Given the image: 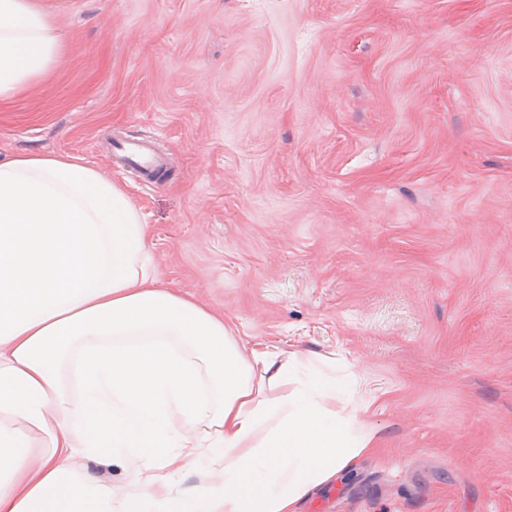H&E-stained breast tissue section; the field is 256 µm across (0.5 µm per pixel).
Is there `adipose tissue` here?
<instances>
[{
  "label": "adipose tissue",
  "mask_w": 512,
  "mask_h": 512,
  "mask_svg": "<svg viewBox=\"0 0 512 512\" xmlns=\"http://www.w3.org/2000/svg\"><path fill=\"white\" fill-rule=\"evenodd\" d=\"M61 45L39 0H0V98ZM147 237L83 161L0 157V512H299L373 448L363 407L337 406L335 357L243 355L223 316L157 283ZM201 455L211 473L179 486ZM78 465L91 478L117 485L124 481L125 474L121 467L106 465L98 459H84Z\"/></svg>",
  "instance_id": "obj_1"
}]
</instances>
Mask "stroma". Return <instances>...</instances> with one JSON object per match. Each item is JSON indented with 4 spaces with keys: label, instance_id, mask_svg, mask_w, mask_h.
I'll return each mask as SVG.
<instances>
[{
    "label": "stroma",
    "instance_id": "stroma-1",
    "mask_svg": "<svg viewBox=\"0 0 512 512\" xmlns=\"http://www.w3.org/2000/svg\"><path fill=\"white\" fill-rule=\"evenodd\" d=\"M46 3L0 156L89 164L242 352L360 378L377 445L301 512H512V0ZM123 158L139 167L154 170L163 166L162 159L142 141H130L122 146Z\"/></svg>",
    "mask_w": 512,
    "mask_h": 512
}]
</instances>
